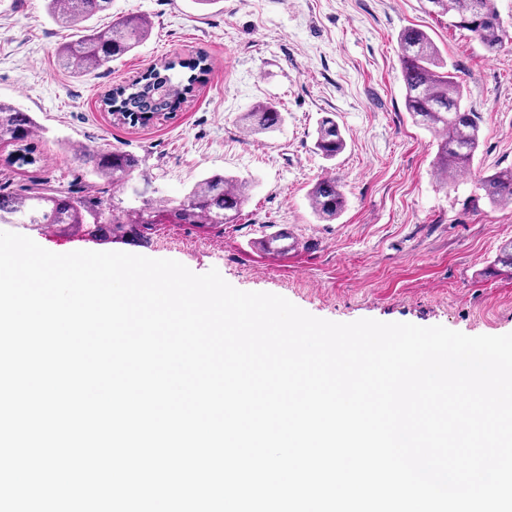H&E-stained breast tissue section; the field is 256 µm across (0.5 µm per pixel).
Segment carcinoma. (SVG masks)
<instances>
[{
  "label": "carcinoma",
  "instance_id": "obj_1",
  "mask_svg": "<svg viewBox=\"0 0 512 512\" xmlns=\"http://www.w3.org/2000/svg\"><path fill=\"white\" fill-rule=\"evenodd\" d=\"M426 10L448 17L452 27L469 32L489 56L503 50L509 39L495 0H422ZM112 0H47V11L57 23L79 31L76 39L58 47L63 66L76 74H88L120 59L147 38L152 23L146 16L126 15L112 20L107 31L88 25L98 13L110 8ZM400 76L405 89L404 106L412 121L433 134L436 153L432 170L440 187L448 188V174L470 169L482 142V119L465 104L463 84L448 67L428 33L408 26L398 34ZM210 71L207 57L170 61L150 67L132 82L119 85L105 99L110 112L173 113L195 91ZM283 122L282 113L269 102H259L240 117L247 133H272ZM39 124L30 112L0 102V147H14V161L36 163L32 130ZM81 167L112 188L109 203L86 195L74 185L47 189L34 184L10 190L0 186V224H58L62 231H85L99 227L101 237L117 232L142 237L159 224L221 226L232 224L247 201L251 182L223 174L197 181L172 205L158 206L148 198L150 182L143 180L142 195L127 200L124 181L133 177L141 159L113 148L90 151L68 144ZM314 149L327 161H334L346 149V140L336 116L328 113L317 122ZM475 198L495 208L512 207V167H505L476 179ZM309 206L322 221L337 219L345 209L346 197L334 178L317 181L308 192ZM499 271L512 270V241L502 244L493 260Z\"/></svg>",
  "mask_w": 512,
  "mask_h": 512
}]
</instances>
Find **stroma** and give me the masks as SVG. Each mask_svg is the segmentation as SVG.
Instances as JSON below:
<instances>
[{
    "label": "stroma",
    "instance_id": "obj_1",
    "mask_svg": "<svg viewBox=\"0 0 512 512\" xmlns=\"http://www.w3.org/2000/svg\"><path fill=\"white\" fill-rule=\"evenodd\" d=\"M139 14L152 31L132 54L79 77L56 48L75 35L47 13L45 0H0V100L35 113L37 161L19 166L0 149V184L20 189L49 178L103 185L79 170L66 145L120 148L141 160L157 201L180 198L222 172L253 182L235 224H162L148 238L101 242L25 224L21 234L55 253L122 251L174 259L197 274L218 269L237 289L281 295L334 321L370 318L465 334L512 333V274H489L498 247L512 240V208L474 201L470 179L442 189L432 174L433 137L404 108L399 31L432 37L483 120L473 170L512 167V48L487 57L468 32L426 13L421 0H113L91 20ZM206 55L211 71L181 108L144 126L114 122L102 99L153 64ZM284 115L280 132L249 135L238 117L256 102ZM335 114L347 143L336 161L315 153L312 135ZM335 175L346 207L318 221L308 191ZM293 224L305 246L271 260L256 247L275 226Z\"/></svg>",
    "mask_w": 512,
    "mask_h": 512
}]
</instances>
